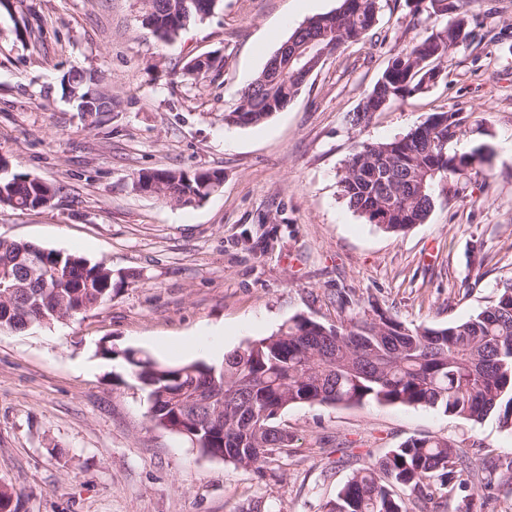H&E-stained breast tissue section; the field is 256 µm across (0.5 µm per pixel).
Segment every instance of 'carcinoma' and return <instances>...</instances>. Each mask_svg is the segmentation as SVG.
I'll return each instance as SVG.
<instances>
[{"label":"carcinoma","mask_w":512,"mask_h":512,"mask_svg":"<svg viewBox=\"0 0 512 512\" xmlns=\"http://www.w3.org/2000/svg\"><path fill=\"white\" fill-rule=\"evenodd\" d=\"M220 0H143L144 21L163 42L174 41L192 23L214 12ZM431 32L390 54L387 66L363 100L364 112L352 123H369L371 114L403 103L440 75L444 63L460 47L473 42L481 22L469 14L467 0H427L423 8ZM379 0H340L336 10L319 16L314 30L296 28L286 42L317 40L332 56L345 45L365 40L376 25ZM316 71L321 63L310 53L301 63L282 60L278 79L263 68L241 92L224 121L259 125L281 112L301 93L307 80L295 76L299 65ZM224 60L206 58L204 67L185 65L191 75L206 76ZM96 73L76 71L62 79L63 90L86 106L90 122L110 112L112 95L97 88ZM466 118L458 112H433L425 133L409 132L390 141L359 142L340 178L349 208L367 223L400 235L426 221L433 207L435 184L460 181L490 159L492 148L481 143L456 154L449 143L462 132ZM0 207L35 210L60 192L55 184L14 173L0 157ZM138 180L160 183L158 195L180 206L208 196L207 183L221 180L216 171L141 170ZM136 277L127 272L114 279L112 269L82 256L47 250L32 243L0 239V331H23L50 325L92 310L112 299L117 282ZM336 308L349 310L336 324L297 316L267 337L224 355L216 366L205 362L169 365L146 354L128 351L132 376L147 391L150 420L166 430L185 424L194 414L204 420L218 402H202L215 388L224 392L219 417L223 433L203 431L194 446L205 455L251 468L265 476L275 457L288 452V430L278 414L292 405H388L437 408L450 416L481 422L497 415L512 431V282H505L494 302L466 320L445 327L413 324L363 306H352L336 293ZM489 476L512 493V459L487 466ZM476 475L469 452L446 436L406 440L357 469L321 505V512H447L460 500L470 510ZM409 493L404 499L397 490Z\"/></svg>","instance_id":"carcinoma-1"}]
</instances>
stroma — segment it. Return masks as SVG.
<instances>
[{
	"label": "stroma",
	"instance_id": "stroma-1",
	"mask_svg": "<svg viewBox=\"0 0 512 512\" xmlns=\"http://www.w3.org/2000/svg\"><path fill=\"white\" fill-rule=\"evenodd\" d=\"M416 0H381L372 39L314 72L260 125L224 121L241 90L300 25L339 0H221L171 43L140 0H10L0 6V156L60 186L40 210L0 209V239L136 272L111 301L46 327L0 333V483L14 512H319L369 460L443 435L477 456H512L496 415L472 423L429 407L293 405L278 420L288 454L265 475L201 454L156 427L126 350L224 331L233 351L304 315L339 321L337 294L406 322L445 326L486 308L512 278V0H468L488 15L437 83L354 127L349 116L391 49L426 36ZM221 70L195 80L187 62ZM92 71L118 105L89 123L62 77ZM468 118L450 152L494 150L466 189L433 188L425 223L395 236L348 207L339 180L353 147L405 135L433 112ZM217 170L223 183L178 206L134 190L143 169ZM482 251L471 255L473 241ZM112 346L111 359L99 353Z\"/></svg>",
	"mask_w": 512,
	"mask_h": 512
}]
</instances>
